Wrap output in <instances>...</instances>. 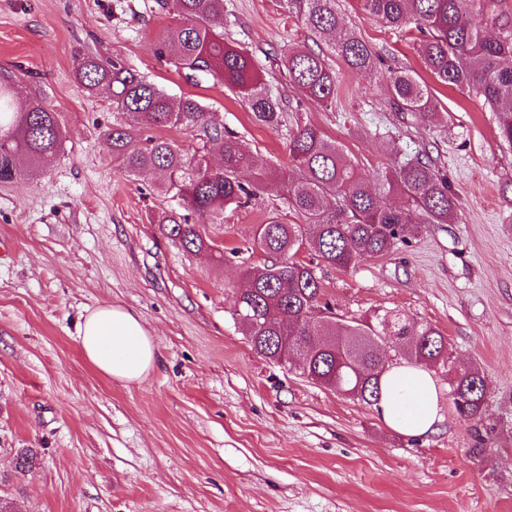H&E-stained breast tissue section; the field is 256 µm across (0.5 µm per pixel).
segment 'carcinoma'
<instances>
[{
    "label": "carcinoma",
    "instance_id": "obj_1",
    "mask_svg": "<svg viewBox=\"0 0 512 512\" xmlns=\"http://www.w3.org/2000/svg\"><path fill=\"white\" fill-rule=\"evenodd\" d=\"M338 2L286 0L313 41L325 42L349 70L378 69L379 58L346 25ZM360 2L388 28L414 27L423 36L419 52L432 77L483 97L496 112L499 140L512 145V64L503 65L512 60V16L501 9V0ZM151 11L178 17L159 37L158 58H169L188 79L221 81L257 122L271 128L282 125L280 99L252 56L224 41V0H154ZM486 21L498 26V36L487 35ZM282 67L289 83L309 100L326 105L335 98L336 71L323 52L292 48L282 56ZM74 76L90 92L108 89L112 111L132 116L140 129L174 128L202 142L190 154L167 138L140 140L136 129L119 123L104 132L113 159L125 173L150 176L178 199V208L157 213L154 223L189 254L213 253L214 245L199 225L222 224L225 210L243 207L272 189L283 193L294 222L273 212L257 226L252 246L269 256L271 264L245 269V287L232 300L233 315L258 353L277 363H295L308 379L369 406L378 403L380 378L389 369L380 355L382 331H389L393 350L414 364L447 361L448 338L430 325L406 323L391 312L336 320L329 304H321L317 267L299 258L310 249L324 265L348 270L409 243L424 224L449 223L456 200L446 175L428 154L396 159L371 178L320 128L298 125L288 130L289 167L261 170L244 182L240 174L252 166L249 148L197 98H171L119 54L105 58L80 52ZM15 82L11 72L0 73V182L18 176L20 157L34 171L47 169L65 139L59 113L38 99H20ZM389 86L397 111L422 119L436 116L431 89L411 74H393ZM211 146L222 155L216 167L207 159ZM388 195L404 198L405 205L391 204ZM485 395L479 369L456 371L451 397L461 416L476 417Z\"/></svg>",
    "mask_w": 512,
    "mask_h": 512
}]
</instances>
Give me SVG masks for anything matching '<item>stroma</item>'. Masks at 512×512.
<instances>
[{"instance_id": "35a3bbf8", "label": "stroma", "mask_w": 512, "mask_h": 512, "mask_svg": "<svg viewBox=\"0 0 512 512\" xmlns=\"http://www.w3.org/2000/svg\"><path fill=\"white\" fill-rule=\"evenodd\" d=\"M152 2L0 0V69L30 72L20 95L50 105L66 130L46 172L0 183V499L11 512H512V148L494 113L433 81L419 33L384 27L359 0L340 10L384 65L356 74L329 57L336 96L315 104L280 68L288 47L311 42L285 0H224L225 39L249 51L290 121L319 127L364 174L425 151L448 175L451 223L356 268L320 269L343 319L390 311L447 336L448 362L429 368L440 421L411 437L258 354L235 319L243 269L268 261L254 230L286 210L277 192L201 225L224 253L217 263L162 236L152 217L173 199L113 161L110 94L73 77L83 51L120 53L172 98H198L249 144L253 169L289 164L285 129L158 59L176 19ZM393 70L430 85L434 119L395 111ZM107 304L154 339L141 382L101 375L78 347L84 318ZM470 366L487 393L467 420L450 382Z\"/></svg>"}]
</instances>
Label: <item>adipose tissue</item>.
<instances>
[{"instance_id":"1","label":"adipose tissue","mask_w":512,"mask_h":512,"mask_svg":"<svg viewBox=\"0 0 512 512\" xmlns=\"http://www.w3.org/2000/svg\"><path fill=\"white\" fill-rule=\"evenodd\" d=\"M77 342L87 361L104 376L129 383L143 380L156 363L152 336L138 318L119 306H102L79 328ZM378 417L404 434L422 436L438 420L436 387L420 366H398L383 376Z\"/></svg>"}]
</instances>
